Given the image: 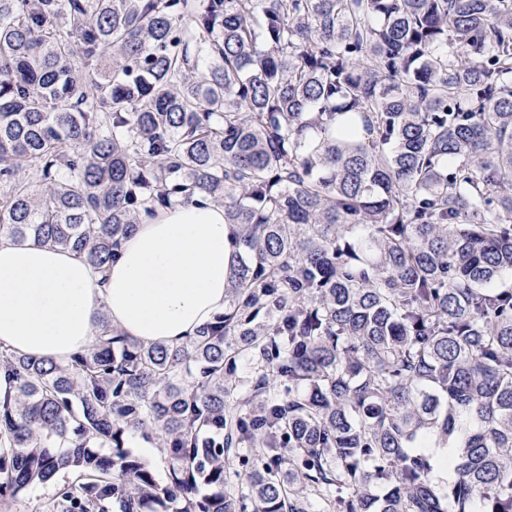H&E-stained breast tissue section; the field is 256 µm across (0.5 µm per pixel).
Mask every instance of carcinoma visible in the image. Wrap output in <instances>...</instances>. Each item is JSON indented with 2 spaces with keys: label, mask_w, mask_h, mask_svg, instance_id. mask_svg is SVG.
<instances>
[{
  "label": "carcinoma",
  "mask_w": 512,
  "mask_h": 512,
  "mask_svg": "<svg viewBox=\"0 0 512 512\" xmlns=\"http://www.w3.org/2000/svg\"><path fill=\"white\" fill-rule=\"evenodd\" d=\"M195 191L224 313L0 349V500L512 512V0H0V236L102 267ZM60 481L61 477L59 476L46 484L29 487L16 502L0 503V512H40Z\"/></svg>",
  "instance_id": "cac0c4a2"
}]
</instances>
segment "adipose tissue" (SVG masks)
<instances>
[{"label": "adipose tissue", "instance_id": "1", "mask_svg": "<svg viewBox=\"0 0 512 512\" xmlns=\"http://www.w3.org/2000/svg\"><path fill=\"white\" fill-rule=\"evenodd\" d=\"M237 251L222 205L194 198L143 218L97 269L71 250L0 238V345L66 362L100 317L144 345L176 346L224 311Z\"/></svg>", "mask_w": 512, "mask_h": 512}]
</instances>
